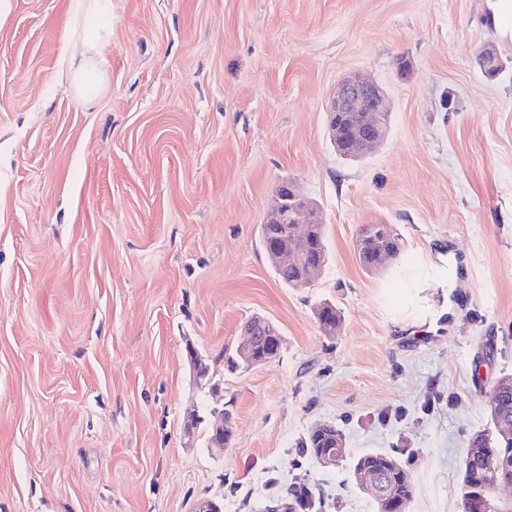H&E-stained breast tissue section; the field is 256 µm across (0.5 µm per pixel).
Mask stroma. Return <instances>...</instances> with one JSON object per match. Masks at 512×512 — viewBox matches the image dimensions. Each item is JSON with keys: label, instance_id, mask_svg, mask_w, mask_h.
Wrapping results in <instances>:
<instances>
[{"label": "stroma", "instance_id": "35a3bbf8", "mask_svg": "<svg viewBox=\"0 0 512 512\" xmlns=\"http://www.w3.org/2000/svg\"><path fill=\"white\" fill-rule=\"evenodd\" d=\"M107 26L103 77L66 62ZM492 45L503 68L476 57ZM389 134L340 156L347 75ZM320 211L328 264L275 274L279 187ZM365 224L401 257L364 269ZM341 310L325 335L319 303ZM255 317L279 358L228 370ZM218 392L200 386L192 357ZM512 374V38L487 0H8L0 10V512H266L300 480L324 512H376L349 462L292 461L337 425L350 455L406 448L407 512H460L466 439ZM229 405L223 453L212 408ZM203 422L189 428L190 414ZM402 238L391 224H365L355 239V252L360 264L367 270L378 267L382 258L401 253ZM211 417L213 418L211 422V428L213 430V438L211 440L212 434L209 437V441L211 440L210 447L212 450L217 452L224 451V443L225 445L228 443L229 439L232 437L234 430V422L232 420L233 413L229 408H221L215 407L210 412ZM224 419L225 420V429H224ZM233 423V424H232Z\"/></svg>", "mask_w": 512, "mask_h": 512}]
</instances>
